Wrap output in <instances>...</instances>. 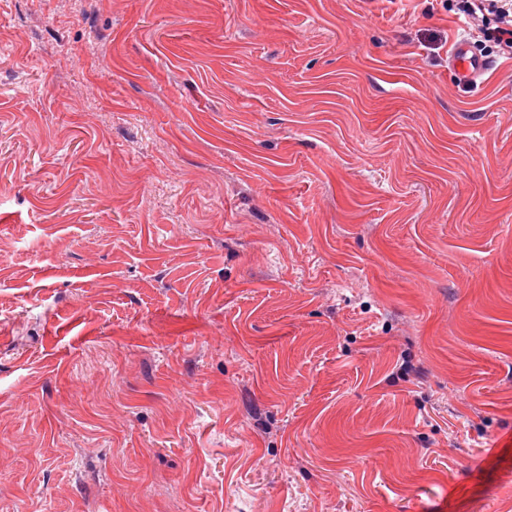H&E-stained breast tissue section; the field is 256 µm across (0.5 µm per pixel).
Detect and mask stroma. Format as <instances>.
I'll return each mask as SVG.
<instances>
[{
  "label": "stroma",
  "instance_id": "1",
  "mask_svg": "<svg viewBox=\"0 0 512 512\" xmlns=\"http://www.w3.org/2000/svg\"><path fill=\"white\" fill-rule=\"evenodd\" d=\"M445 0H0V512H512V60ZM449 65L464 84L478 79L490 68L491 62L475 52L467 41H459L454 47Z\"/></svg>",
  "mask_w": 512,
  "mask_h": 512
}]
</instances>
